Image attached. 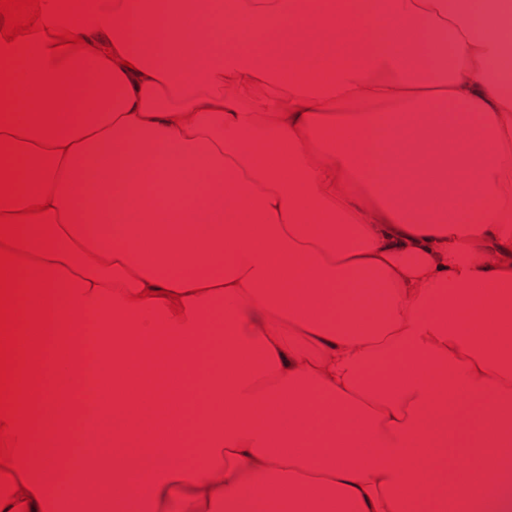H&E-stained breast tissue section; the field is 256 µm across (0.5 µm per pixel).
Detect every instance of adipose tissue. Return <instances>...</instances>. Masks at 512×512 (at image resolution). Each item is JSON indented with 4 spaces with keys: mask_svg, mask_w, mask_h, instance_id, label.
<instances>
[{
    "mask_svg": "<svg viewBox=\"0 0 512 512\" xmlns=\"http://www.w3.org/2000/svg\"><path fill=\"white\" fill-rule=\"evenodd\" d=\"M81 0L77 27L111 48L96 106L79 118L89 69L78 57L62 135L85 120L69 193L84 251L76 265L61 396L88 376L77 335L92 315L118 380L126 435L162 443L137 478L151 512H403L447 460V489L476 512H512V77L490 61L512 54L507 21L458 0H390L384 17L406 51L368 42L335 68L325 96L292 70L258 59L274 32L293 42L359 20L350 9L308 21L292 0H238L224 19L250 35L202 58L212 19L183 0H114L103 32ZM413 100L400 120L353 128L395 138L381 199L348 190L357 151L315 142L341 118L332 100ZM282 147L269 161L255 142ZM114 229L94 241L97 212ZM191 224L192 236H171ZM180 302H172V295ZM224 309V365L191 367L215 306ZM174 357L152 383L130 370L144 339ZM458 407L449 450L427 417Z\"/></svg>",
    "mask_w": 512,
    "mask_h": 512,
    "instance_id": "ef3b65f1",
    "label": "adipose tissue"
}]
</instances>
